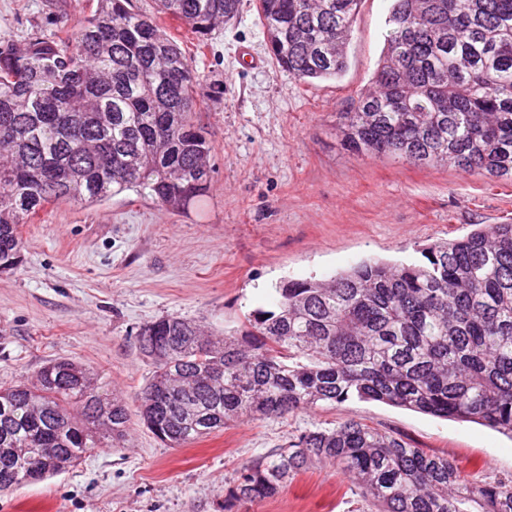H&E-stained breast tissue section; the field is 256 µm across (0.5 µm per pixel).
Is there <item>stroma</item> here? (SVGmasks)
<instances>
[{
	"label": "stroma",
	"instance_id": "obj_1",
	"mask_svg": "<svg viewBox=\"0 0 512 512\" xmlns=\"http://www.w3.org/2000/svg\"><path fill=\"white\" fill-rule=\"evenodd\" d=\"M155 13L154 0H134ZM390 0H361L336 80L304 84L273 63L256 0L208 41L167 15L197 76L194 124L210 140L209 191L180 210L128 191L91 205L47 204L19 231L23 262L0 275V386L65 357L93 367L129 409L153 371L140 327L167 315L220 334L271 308L286 279H320L365 259L414 260L479 224H512V181L448 166L356 155L336 114L371 87ZM87 0H0V45L69 37ZM354 419L454 458L469 479L512 480V438L473 422L352 400L238 422L181 448L133 422L99 451L0 496V512H223L237 468L315 425ZM233 512H370L334 464L290 476L279 494Z\"/></svg>",
	"mask_w": 512,
	"mask_h": 512
}]
</instances>
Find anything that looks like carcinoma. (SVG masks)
Instances as JSON below:
<instances>
[{"instance_id":"carcinoma-1","label":"carcinoma","mask_w":512,"mask_h":512,"mask_svg":"<svg viewBox=\"0 0 512 512\" xmlns=\"http://www.w3.org/2000/svg\"><path fill=\"white\" fill-rule=\"evenodd\" d=\"M361 0H258L279 70L340 77ZM240 0H156L201 40ZM373 89L336 113L349 151L512 180V0H391ZM197 77L177 42L131 0H90L75 37L0 46V265L19 267V225L52 202L149 190L180 209L210 182L192 122ZM154 371L139 417L170 448L232 422L358 399L470 421L512 437V224L431 244L411 263L368 260L324 280H289L270 309L207 336L178 315L137 333ZM131 415L69 358L0 389V495L122 448ZM332 462L377 512H512V482L355 420L300 432L240 466L224 510L269 498Z\"/></svg>"}]
</instances>
